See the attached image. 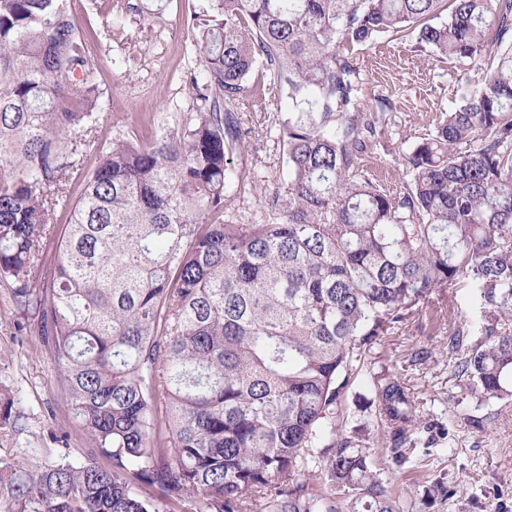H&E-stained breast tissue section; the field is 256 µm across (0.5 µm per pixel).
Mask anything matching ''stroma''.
<instances>
[{
  "instance_id": "1",
  "label": "stroma",
  "mask_w": 512,
  "mask_h": 512,
  "mask_svg": "<svg viewBox=\"0 0 512 512\" xmlns=\"http://www.w3.org/2000/svg\"><path fill=\"white\" fill-rule=\"evenodd\" d=\"M116 3L74 0L76 23L98 31L94 52L102 111L97 136L103 142L123 129L142 133L148 120L177 124L192 103L183 76L202 70L186 18L201 10L204 0H128L125 9ZM106 13L114 17L107 29L101 24ZM353 56L363 102L372 106L386 97L392 103L393 120L372 167L379 178L399 187L402 155L429 133L440 113L460 104L482 75L473 69L467 81H460V64L431 59L411 36H381L372 45L354 47ZM247 83L253 93L240 110L245 148L233 160L244 181L228 216L236 224L263 219L265 195L283 189L287 169L275 118L294 108L287 91L273 86L261 70L252 71ZM10 288L9 282H0V393L14 399L24 418L18 429L0 431V466L40 470L80 464L94 443L68 414L41 337L18 335L21 312ZM483 294L482 285L469 279L433 290L426 314L364 351L352 385L341 396L339 411L348 425L368 426L372 438L382 441L374 464L404 512H512V403L485 405L468 397L456 408L448 406L457 388L448 373L446 316L456 311L464 328L479 330L488 310ZM392 378L407 387L420 418L417 443L401 460L390 453L391 435L375 417L374 386ZM437 481L447 487V495L432 493Z\"/></svg>"
}]
</instances>
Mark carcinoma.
I'll use <instances>...</instances> for the list:
<instances>
[{"label": "carcinoma", "instance_id": "cac0c4a2", "mask_svg": "<svg viewBox=\"0 0 512 512\" xmlns=\"http://www.w3.org/2000/svg\"><path fill=\"white\" fill-rule=\"evenodd\" d=\"M192 27L205 82L189 75V115L104 144L72 0H0V278L97 451L1 467L0 512H402L338 400L364 350L469 277L490 311L479 338L452 334L451 377L512 401V0H207ZM409 30L484 80L394 189L370 165L391 101L363 103L352 47ZM258 64L296 104L276 119L288 178L264 219L233 224ZM375 391L402 459L410 397Z\"/></svg>", "mask_w": 512, "mask_h": 512}]
</instances>
